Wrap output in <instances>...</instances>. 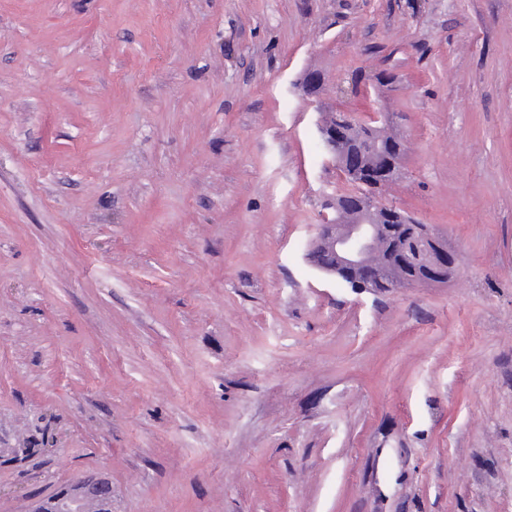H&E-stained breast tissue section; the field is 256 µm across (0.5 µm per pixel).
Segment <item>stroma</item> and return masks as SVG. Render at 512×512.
I'll use <instances>...</instances> for the list:
<instances>
[{
    "instance_id": "35a3bbf8",
    "label": "stroma",
    "mask_w": 512,
    "mask_h": 512,
    "mask_svg": "<svg viewBox=\"0 0 512 512\" xmlns=\"http://www.w3.org/2000/svg\"><path fill=\"white\" fill-rule=\"evenodd\" d=\"M309 70L399 127L446 285L306 261L348 188ZM91 475L112 512H512V0H0V512Z\"/></svg>"
}]
</instances>
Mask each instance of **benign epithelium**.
Returning a JSON list of instances; mask_svg holds the SVG:
<instances>
[{"instance_id": "benign-epithelium-1", "label": "benign epithelium", "mask_w": 512, "mask_h": 512, "mask_svg": "<svg viewBox=\"0 0 512 512\" xmlns=\"http://www.w3.org/2000/svg\"><path fill=\"white\" fill-rule=\"evenodd\" d=\"M323 78L316 71L302 75L296 82V90L303 96L316 100ZM353 125L349 115L344 114L337 123L325 127L317 123V133L325 153L336 159V141L338 137ZM400 228L369 223L360 213L351 224H340L336 217H325L318 225L315 243L306 254L308 263L316 271L333 277L342 284L373 281L383 284L381 275L384 270L368 263L369 254L380 248V241L387 240L391 249L401 248ZM415 254L416 276L409 283L393 282L389 290L396 291L422 284H441L448 282V276L455 264L454 254L436 235L416 237L412 240ZM327 253L334 258L333 265L326 267L317 257ZM93 493L105 508L112 507V483L104 476L85 477L64 485L49 496L37 500L33 512H75L83 497Z\"/></svg>"}]
</instances>
